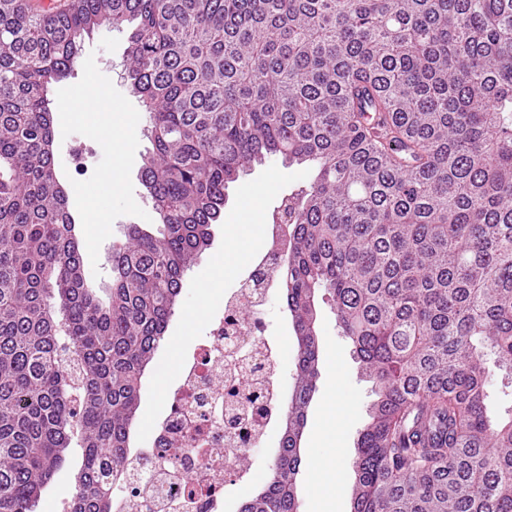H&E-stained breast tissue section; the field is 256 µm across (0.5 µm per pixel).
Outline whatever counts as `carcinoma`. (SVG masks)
<instances>
[{"label": "carcinoma", "mask_w": 512, "mask_h": 512, "mask_svg": "<svg viewBox=\"0 0 512 512\" xmlns=\"http://www.w3.org/2000/svg\"><path fill=\"white\" fill-rule=\"evenodd\" d=\"M133 25L126 62L163 229L87 282L57 177L54 84L84 38ZM310 174L272 223L297 342L268 483L239 512H300L318 307L373 381L351 512H512V0H0V512H34L78 448L67 512H116L140 380L240 173ZM488 401L490 405L501 412L512 406V387L510 379L502 375H495L491 384L487 387Z\"/></svg>", "instance_id": "obj_1"}]
</instances>
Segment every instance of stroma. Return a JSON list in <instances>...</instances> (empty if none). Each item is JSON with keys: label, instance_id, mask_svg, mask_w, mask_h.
<instances>
[{"label": "stroma", "instance_id": "stroma-1", "mask_svg": "<svg viewBox=\"0 0 512 512\" xmlns=\"http://www.w3.org/2000/svg\"><path fill=\"white\" fill-rule=\"evenodd\" d=\"M128 36L125 27L95 31L86 38L82 56L71 74L52 89L59 105L64 104L74 89L84 88L91 94L83 116L59 123L55 159L66 192L78 194L79 206L87 208L91 215L90 222L80 226L84 270L95 288L101 290L112 285V244L123 240L127 225L139 224L151 229L158 222L140 180L143 158L151 143L146 136L147 114L125 75ZM131 115L137 119L132 132L117 147L107 146V132L118 128ZM108 176L114 181L110 188L104 183ZM306 178L304 168L285 165L281 157L272 156L240 173L230 183L224 218L213 225L210 246L186 272L166 335L143 372L140 405L132 425V450L150 447L154 431L168 408V395L178 384L182 358L208 336L213 320L221 313L225 295L235 289L245 277L249 263L264 251L266 227L273 211L288 190ZM236 239L247 241V249L230 268L217 271V262ZM263 317L266 339L279 347L277 377L284 390H291L297 345L279 285H272L263 306ZM318 327L321 363L301 442L303 464L297 493L301 512H314L309 480L321 461L335 458L342 492L334 504V512H351V462L356 454L358 433L368 420L369 406L374 399L373 384L348 340L341 335L329 307H322ZM333 394L344 404L338 423L341 445L337 448L315 438L321 407ZM281 435V424H273L266 438L249 448V469L227 480L226 500L241 501L265 483ZM81 462L80 451L68 453L64 466L43 490L36 512H65L74 487L73 476Z\"/></svg>", "mask_w": 512, "mask_h": 512}]
</instances>
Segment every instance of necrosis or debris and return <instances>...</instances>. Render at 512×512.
Listing matches in <instances>:
<instances>
[{
    "instance_id": "obj_1",
    "label": "necrosis or debris",
    "mask_w": 512,
    "mask_h": 512,
    "mask_svg": "<svg viewBox=\"0 0 512 512\" xmlns=\"http://www.w3.org/2000/svg\"><path fill=\"white\" fill-rule=\"evenodd\" d=\"M275 258L265 254L248 270V284L224 301V313L212 326L190 361L181 369V381L168 411L156 428L153 445L179 454L178 465L143 451L132 457L130 479L139 487L138 499L123 512H220L224 480L245 463L240 444L229 442L237 427L224 416V383L267 390L265 409L248 425L249 442L258 441L269 428L281 396L275 377L273 348L263 337L258 313L271 287Z\"/></svg>"
}]
</instances>
